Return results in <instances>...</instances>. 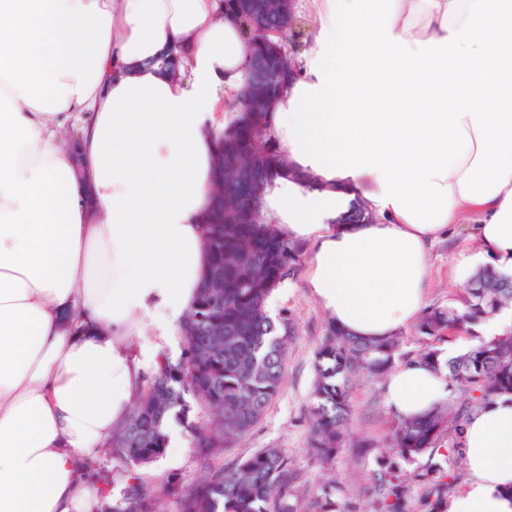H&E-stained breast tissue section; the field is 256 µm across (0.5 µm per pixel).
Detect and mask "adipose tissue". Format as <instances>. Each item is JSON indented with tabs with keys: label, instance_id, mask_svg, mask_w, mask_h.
I'll return each instance as SVG.
<instances>
[{
	"label": "adipose tissue",
	"instance_id": "ef3b65f1",
	"mask_svg": "<svg viewBox=\"0 0 512 512\" xmlns=\"http://www.w3.org/2000/svg\"><path fill=\"white\" fill-rule=\"evenodd\" d=\"M312 46L264 126L287 173L262 210L306 253L337 327L385 339L423 313L433 243L474 214L457 281L512 276V0H310ZM178 73L156 66L168 53ZM248 73L222 0H0V512H86L79 458L125 417L151 304L207 273L224 117ZM373 222L343 224L353 202ZM444 374L391 370L399 417ZM449 512H512V397L474 410Z\"/></svg>",
	"mask_w": 512,
	"mask_h": 512
}]
</instances>
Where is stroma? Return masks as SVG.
<instances>
[{
  "instance_id": "stroma-1",
  "label": "stroma",
  "mask_w": 512,
  "mask_h": 512,
  "mask_svg": "<svg viewBox=\"0 0 512 512\" xmlns=\"http://www.w3.org/2000/svg\"><path fill=\"white\" fill-rule=\"evenodd\" d=\"M467 245L464 230L439 241L433 248L429 267L428 307H444L460 295L463 286L454 282L450 268L458 253ZM275 319L286 317L293 323V334L288 342L284 366V380L279 395L273 401L261 423L241 440L237 447L224 453L223 462L247 456L261 448L286 449L297 474V488L303 500L320 493L323 485L334 484L333 499L343 512H378L381 492L377 479L390 473L410 487L413 508H420L422 487L415 475L424 461L406 460L395 453H383L392 429L394 416L384 399L383 381L365 375L352 379V414L347 430L348 447L342 448L329 465H322L309 454V410L314 384V357L325 335L327 314L309 294L302 278L286 281L284 288L270 296L266 305ZM168 312L153 316L150 327L131 339L130 350L144 359L148 371H155L163 356H177L181 339L161 333L168 321ZM359 439L370 440L367 448L356 447ZM83 479L80 483L92 502L107 498L118 500L126 486L121 476V465L109 453L98 452L82 458ZM204 471V463L191 444L166 450L153 463L134 469L143 486L159 497L161 512H179L175 497L165 488L171 478L189 483Z\"/></svg>"
}]
</instances>
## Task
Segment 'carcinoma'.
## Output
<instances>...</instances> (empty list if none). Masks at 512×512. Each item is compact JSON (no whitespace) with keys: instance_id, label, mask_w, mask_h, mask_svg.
Segmentation results:
<instances>
[{"instance_id":"cac0c4a2","label":"carcinoma","mask_w":512,"mask_h":512,"mask_svg":"<svg viewBox=\"0 0 512 512\" xmlns=\"http://www.w3.org/2000/svg\"><path fill=\"white\" fill-rule=\"evenodd\" d=\"M263 0H237L238 16L250 10L262 19ZM280 44L271 47L258 35H247L253 54L269 80L249 86L243 100L225 120L219 139L223 159L239 165L238 174L224 172L221 194L203 233L210 254L208 275L196 301L180 320L179 356L164 357L157 370L144 378L133 408L112 434V457L129 474L123 496L110 502L112 512H160L158 499L134 481L132 469L156 461L167 448L171 424L183 428L199 456L221 455L246 437L262 420L280 392L284 357L293 324L271 318L265 304L272 287L295 279L303 247L279 237L260 218L262 199L248 204L239 192L240 180L250 181L255 194L281 174L284 160L266 137L264 115L270 98L279 93L281 73L288 71V23L282 22ZM512 304V276L483 268L469 280L458 301L422 314L414 332L423 341L419 359L445 372L457 399L418 418H396L391 447L403 458L427 456L423 472L426 512H448L456 477L436 459L443 439L455 447L466 416L481 404L512 396V329L484 339L474 327ZM464 333L477 339L465 352L440 359L433 341L444 333ZM403 336L366 340L328 322L327 333L315 352V382L310 411L308 447L329 461L345 444L351 416V377L363 373L383 376L402 353ZM213 412L198 425L193 403ZM295 475L281 448H261L228 466H209L190 484L176 482L170 494L180 512H300L295 506ZM382 512H411L405 486L396 477L381 479Z\"/></svg>"}]
</instances>
